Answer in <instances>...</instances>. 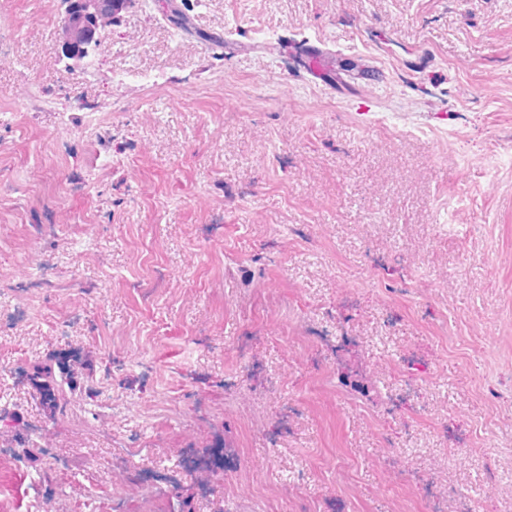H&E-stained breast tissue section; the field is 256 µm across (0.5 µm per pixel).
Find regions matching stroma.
I'll use <instances>...</instances> for the list:
<instances>
[{"label":"stroma","mask_w":512,"mask_h":512,"mask_svg":"<svg viewBox=\"0 0 512 512\" xmlns=\"http://www.w3.org/2000/svg\"><path fill=\"white\" fill-rule=\"evenodd\" d=\"M165 2L76 63L61 0H0V403L43 425L12 371L71 345L105 395L56 493L512 512V0ZM43 493L0 438V512ZM223 447L222 442L218 441L214 446L206 447L201 452L191 448L186 451V457L183 459L185 466L197 474L202 489L210 493H216L220 473L224 472Z\"/></svg>","instance_id":"stroma-1"}]
</instances>
